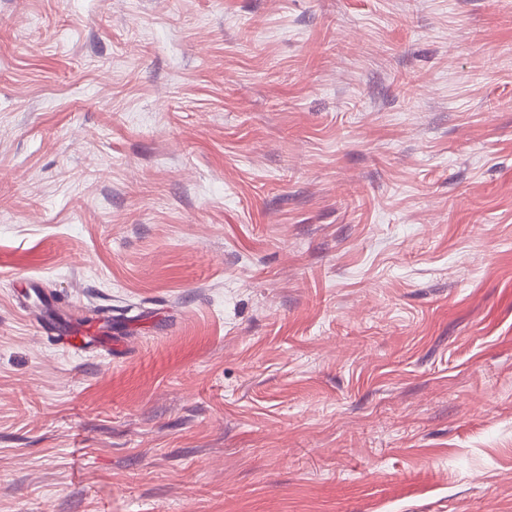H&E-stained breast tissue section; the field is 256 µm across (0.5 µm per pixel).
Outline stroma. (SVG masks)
<instances>
[{"instance_id":"1","label":"stroma","mask_w":512,"mask_h":512,"mask_svg":"<svg viewBox=\"0 0 512 512\" xmlns=\"http://www.w3.org/2000/svg\"><path fill=\"white\" fill-rule=\"evenodd\" d=\"M0 512H512V0H0Z\"/></svg>"}]
</instances>
